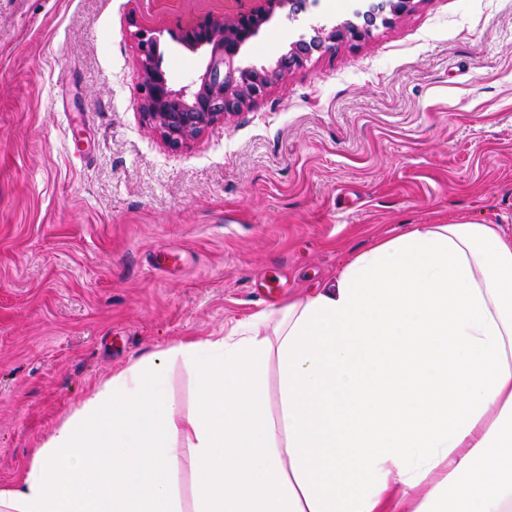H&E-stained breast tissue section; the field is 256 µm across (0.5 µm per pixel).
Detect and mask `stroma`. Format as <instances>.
<instances>
[{
  "instance_id": "stroma-1",
  "label": "stroma",
  "mask_w": 512,
  "mask_h": 512,
  "mask_svg": "<svg viewBox=\"0 0 512 512\" xmlns=\"http://www.w3.org/2000/svg\"><path fill=\"white\" fill-rule=\"evenodd\" d=\"M349 0H310L273 65ZM225 0H0V485L91 388L223 335L414 224L512 234V0H414L174 148L143 120L136 30Z\"/></svg>"
}]
</instances>
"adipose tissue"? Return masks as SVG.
<instances>
[{
    "mask_svg": "<svg viewBox=\"0 0 512 512\" xmlns=\"http://www.w3.org/2000/svg\"><path fill=\"white\" fill-rule=\"evenodd\" d=\"M0 512H512V236L412 225L113 373L0 485ZM170 396L184 409L195 405V387L192 374L181 364L174 363L170 369Z\"/></svg>",
    "mask_w": 512,
    "mask_h": 512,
    "instance_id": "ef3b65f1",
    "label": "adipose tissue"
}]
</instances>
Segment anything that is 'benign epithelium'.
I'll use <instances>...</instances> for the list:
<instances>
[{
	"label": "benign epithelium",
	"instance_id": "7a95c632",
	"mask_svg": "<svg viewBox=\"0 0 512 512\" xmlns=\"http://www.w3.org/2000/svg\"><path fill=\"white\" fill-rule=\"evenodd\" d=\"M239 8L209 14L188 24L179 23L172 37L204 59L197 82L175 87L161 68L159 40L147 30L139 32L138 78L142 92V115L163 140L177 147L195 138L224 115L261 97L271 84L284 78L315 53H324L343 41H357L370 34L377 19L389 12L393 21L411 9L413 0H378L368 10L356 13L363 23L346 21L332 27L317 26L309 39L289 45L273 66L236 64L243 47L278 16L294 19L308 0H237Z\"/></svg>",
	"mask_w": 512,
	"mask_h": 512
}]
</instances>
